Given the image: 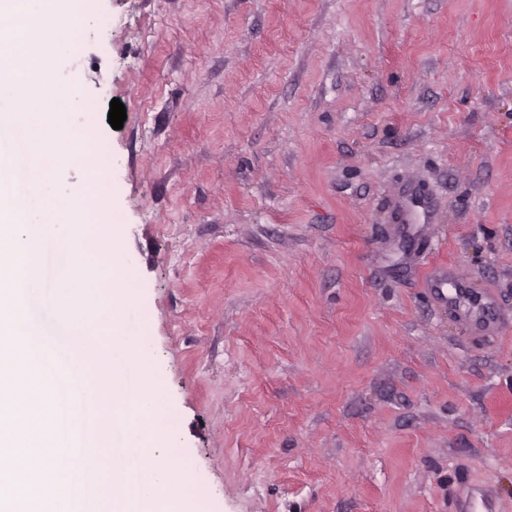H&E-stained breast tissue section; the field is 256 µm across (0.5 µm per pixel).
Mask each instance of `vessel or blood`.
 Segmentation results:
<instances>
[{
  "instance_id": "vessel-or-blood-1",
  "label": "vessel or blood",
  "mask_w": 512,
  "mask_h": 512,
  "mask_svg": "<svg viewBox=\"0 0 512 512\" xmlns=\"http://www.w3.org/2000/svg\"><path fill=\"white\" fill-rule=\"evenodd\" d=\"M429 288L431 295L457 310L469 326L485 332L494 329L497 320L494 299L455 268L436 271L429 279Z\"/></svg>"
}]
</instances>
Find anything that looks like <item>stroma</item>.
I'll return each mask as SVG.
<instances>
[{
	"label": "stroma",
	"mask_w": 512,
	"mask_h": 512,
	"mask_svg": "<svg viewBox=\"0 0 512 512\" xmlns=\"http://www.w3.org/2000/svg\"><path fill=\"white\" fill-rule=\"evenodd\" d=\"M89 6L60 74L212 512H512V0ZM428 286L431 295L448 302V308L457 310L469 326L485 332L494 329L497 320L494 299L477 289L455 268L449 266L448 269L436 271L430 277Z\"/></svg>",
	"instance_id": "1"
}]
</instances>
